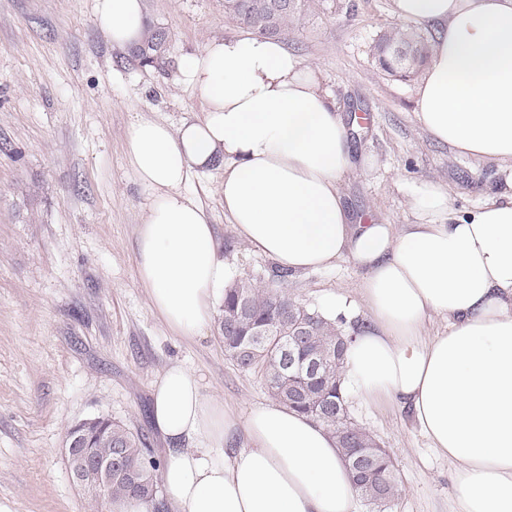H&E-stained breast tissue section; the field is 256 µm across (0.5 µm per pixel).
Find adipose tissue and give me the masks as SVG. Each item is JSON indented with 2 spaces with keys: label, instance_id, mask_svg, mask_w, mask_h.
<instances>
[{
  "label": "adipose tissue",
  "instance_id": "ef3b65f1",
  "mask_svg": "<svg viewBox=\"0 0 512 512\" xmlns=\"http://www.w3.org/2000/svg\"><path fill=\"white\" fill-rule=\"evenodd\" d=\"M396 19L437 26L415 113L438 142L498 163L504 188L458 211L444 186L415 192L417 223H353L345 123L314 67L279 40L210 41L183 64L205 109L179 130L132 125L126 159L150 189L137 277L167 331L192 340L216 315L227 271L216 232L185 190L222 163L216 191L237 233L291 272L346 259L364 269L368 315L344 364L349 395L410 411L452 466V512H512V0H392ZM112 41L148 36L141 0H97ZM446 331L424 337L432 316ZM153 421L174 512H358L329 430L280 404L238 415L180 364L153 384Z\"/></svg>",
  "mask_w": 512,
  "mask_h": 512
}]
</instances>
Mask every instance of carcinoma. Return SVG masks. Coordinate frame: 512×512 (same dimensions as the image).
Returning <instances> with one entry per match:
<instances>
[{"label":"carcinoma","instance_id":"cac0c4a2","mask_svg":"<svg viewBox=\"0 0 512 512\" xmlns=\"http://www.w3.org/2000/svg\"><path fill=\"white\" fill-rule=\"evenodd\" d=\"M320 0H224V16L255 34L285 39ZM432 35L418 29L392 28L378 35L372 56L390 76L412 79L431 56ZM259 325H275L277 334L262 340L249 335ZM224 355L245 371H258L268 391L283 405L303 413L329 429L350 467L357 494L373 509L385 512L398 493V478L390 453L349 414L342 389L345 356H336L344 330L322 312L303 306L287 292L255 286L239 279L224 289L216 320ZM294 356L311 353L321 362L310 378L288 373V345ZM88 431L89 451L112 458L109 499L90 494L92 512L104 504L135 499L149 512H162L163 485L159 466L147 459V437L110 418L85 420L67 430Z\"/></svg>","mask_w":512,"mask_h":512}]
</instances>
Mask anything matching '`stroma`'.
<instances>
[{"instance_id":"35a3bbf8","label":"stroma","mask_w":512,"mask_h":512,"mask_svg":"<svg viewBox=\"0 0 512 512\" xmlns=\"http://www.w3.org/2000/svg\"><path fill=\"white\" fill-rule=\"evenodd\" d=\"M142 3L149 32L168 34L159 64L145 67L97 27L96 0H0V512H88L64 451L68 428L86 419L123 421L163 459L152 384L172 364L238 413L270 398L257 372L225 357L215 328L192 341L167 332L138 283L137 227L151 191L127 165V134L141 119L176 129L201 118L183 60L242 32L224 0ZM396 24L392 0H324L285 44L358 119L349 138L367 164L341 184L353 216L399 230L416 221L415 190L445 186L455 208L471 209L500 178L496 163L434 140L415 117V81L375 64L374 39ZM223 174L192 176L186 190L215 226L229 280L248 277L316 309L337 293L363 310V273L348 261L278 278L225 217L214 191ZM348 409L395 461L400 491L388 512H449L452 467L411 414L353 398Z\"/></svg>"}]
</instances>
